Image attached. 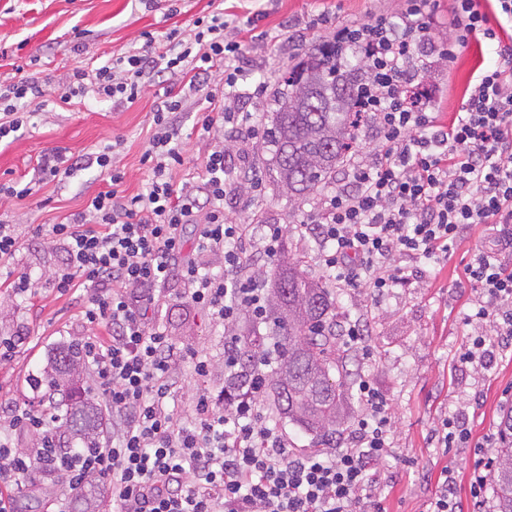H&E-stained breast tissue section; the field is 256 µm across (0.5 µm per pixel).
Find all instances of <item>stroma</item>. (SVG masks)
<instances>
[{
    "label": "stroma",
    "mask_w": 512,
    "mask_h": 512,
    "mask_svg": "<svg viewBox=\"0 0 512 512\" xmlns=\"http://www.w3.org/2000/svg\"><path fill=\"white\" fill-rule=\"evenodd\" d=\"M222 7L221 0H0V65L20 66L23 76L38 79L46 89L45 97L28 103L31 117L22 136L0 140V181L13 179L32 187L26 198L0 202V210L10 215L22 241L11 269L14 275L30 276L35 284L31 296L17 300L9 288L0 286V336L16 341L13 357L0 362V426L8 425L12 407L40 402L27 377L44 368L52 347L80 342L97 332L82 318V298L60 294L53 287L50 276L61 265L63 252L38 227L83 212L89 197L106 190L109 180L94 166L47 179L40 172L41 158L54 151L66 158L86 157L111 144L112 163L124 174L122 190L137 194L148 181L142 157L154 133L153 114L162 86L147 82L134 103L122 106L91 93L64 104L59 97L66 75L75 66L142 47L147 38H161L173 28L192 34L197 18L219 13ZM406 7V0H237L233 26L248 24L253 31L242 41L238 62L247 80L240 86V97L226 101L227 111L267 112L273 70L286 68L312 45L333 39L340 25L380 17L394 21ZM283 29L292 30V37L277 52H269L266 35ZM493 60V54L466 49L453 63H437L424 75L422 86L434 91L441 122L460 112L476 67ZM205 106L203 97L192 92L183 100L177 126L184 163L170 172L174 185L200 167L214 145L198 132ZM218 139L228 146L229 168H253L259 182L258 187L243 190L236 177L229 178L225 216L244 223L252 212H264L269 223L282 229L281 250L302 257L309 276L323 277L314 241L294 230L312 210V202L289 207L261 138L245 143L237 134L223 131ZM481 241V227H473L467 239L452 248L447 264L422 261L418 274L380 297L364 288L348 294L335 287L330 290L337 321L360 318L374 354L366 361L346 349L338 351L348 371L349 412L358 410L354 384L366 375L395 413L396 449L377 472L388 512H425L447 470L455 478L458 500L469 503L473 451L435 447L434 426L448 408L465 400L472 434L480 440L497 434L502 411L512 407L505 398L512 390V360H497L480 380L454 358L464 340L461 317L475 295L463 268ZM178 287L175 279L165 284L158 320L178 346L198 350L211 362L210 374L202 380L195 379L191 361L181 362L177 399L186 409L199 393H216L224 386V329L201 310L183 304L176 295ZM66 487V478L52 481L37 475L14 490L16 512H72L74 498Z\"/></svg>",
    "instance_id": "1"
}]
</instances>
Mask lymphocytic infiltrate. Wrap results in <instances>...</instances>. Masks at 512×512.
<instances>
[{"mask_svg": "<svg viewBox=\"0 0 512 512\" xmlns=\"http://www.w3.org/2000/svg\"><path fill=\"white\" fill-rule=\"evenodd\" d=\"M424 4L410 0L396 22L337 30V40L353 45L373 74L361 112L375 139L370 150L351 156L345 185L320 198L295 230L314 240L337 288L381 295L403 282L405 263L446 259L471 226L483 225L485 240L464 268L476 294L463 317L469 332L456 353L457 362L479 373L495 355L512 352V0H497L491 14L481 0H453L448 24L454 39L440 58L454 59L480 38L498 60L473 74L449 124L416 84L431 66L420 52L434 23ZM195 26L193 39H182L175 28L99 66L75 67L67 86L131 103L143 90L145 72L162 65L181 73L208 103L236 97L240 41L226 38L223 14L197 18ZM219 66L226 78L215 91L208 77ZM44 94L33 79L0 72V139L25 126L20 101ZM182 100L165 89L153 116L144 191L121 193L124 175L112 164L113 146H104L95 163L110 189L46 231L66 254L53 274L54 288L83 291L84 319L105 330L86 337L82 350L112 415V440L92 452L70 450L69 492L76 496L87 483H102L112 512H361L365 506L386 512L373 467L393 454V410L368 380L357 384L359 411L348 446L330 455L295 453L287 435L270 424L262 406L269 377L263 362L237 399L224 403L202 393L192 407L194 425L182 423L173 404L178 362L191 358L199 378L208 375L209 363L198 351L180 349L156 321L157 287L178 275L181 299L223 325L224 375L233 377L245 345L237 323L244 314L261 317L264 308L253 259H274L281 236L272 224L258 236L253 225L225 220L223 147L206 156L194 180L174 187L170 172L184 162L175 129ZM466 408L459 402L438 420V447H471ZM10 425L36 434L41 447L29 453L0 443V486L6 488L44 469L41 448L54 442L34 408H16Z\"/></svg>", "mask_w": 512, "mask_h": 512, "instance_id": "1", "label": "lymphocytic infiltrate"}]
</instances>
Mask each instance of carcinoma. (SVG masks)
Returning <instances> with one entry per match:
<instances>
[{
    "label": "carcinoma",
    "mask_w": 512,
    "mask_h": 512,
    "mask_svg": "<svg viewBox=\"0 0 512 512\" xmlns=\"http://www.w3.org/2000/svg\"><path fill=\"white\" fill-rule=\"evenodd\" d=\"M366 79L356 49L331 41L312 47L306 59L276 81L270 127L263 138L289 206L336 183V171L357 147L361 125L355 107L358 88ZM301 266L298 258L278 256V274L265 300L270 336L249 339L241 359L250 368L264 354H274L278 371L269 378L268 388L276 410L318 443L329 445L344 425L343 384L333 378L338 367L335 300ZM81 359L80 344L64 345L50 369L31 374L29 384L42 392L50 410L66 406L57 427L64 442L87 447L97 445L104 421L93 401L73 400ZM499 431L493 512H512V407L502 412Z\"/></svg>",
    "instance_id": "carcinoma-1"
}]
</instances>
